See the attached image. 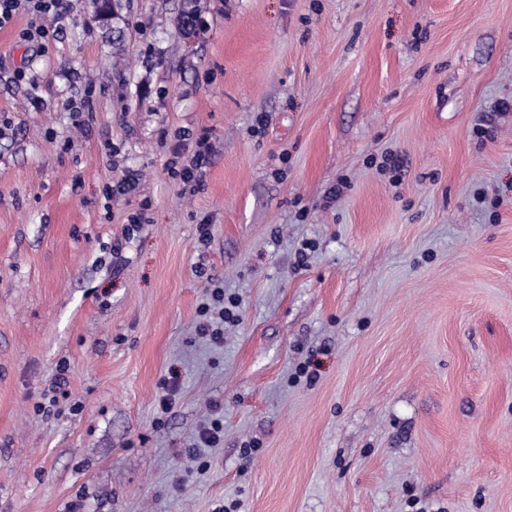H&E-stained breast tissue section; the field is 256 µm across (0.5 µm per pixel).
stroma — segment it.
<instances>
[{
	"label": "stroma",
	"instance_id": "1",
	"mask_svg": "<svg viewBox=\"0 0 512 512\" xmlns=\"http://www.w3.org/2000/svg\"><path fill=\"white\" fill-rule=\"evenodd\" d=\"M64 3L0 29V512H512V0ZM22 2L27 4V10L41 20L40 24L26 29L23 33L24 41L40 47L56 40L59 33L56 24L61 15L62 0H0V28L12 21ZM205 160V155L200 152L195 156L190 166H184L181 170L171 167L169 173L179 180L184 185H191L193 188L200 185L202 182V174L198 172L201 165ZM210 294L214 304L218 307L221 306L220 308L216 307L219 322L213 321L207 317L211 307L206 304L202 307V314L205 318L199 323L198 332L213 344L220 345L224 342V321H235L238 319V315L235 314L237 305H235L234 302H229L231 308L224 306V291L222 288H213Z\"/></svg>",
	"mask_w": 512,
	"mask_h": 512
}]
</instances>
